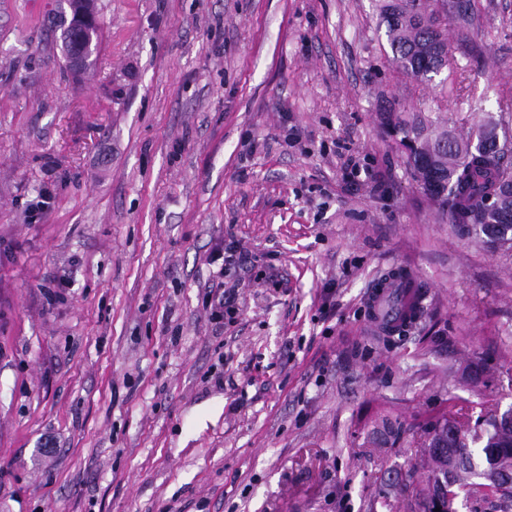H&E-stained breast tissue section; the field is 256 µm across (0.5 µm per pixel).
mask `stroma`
<instances>
[{"mask_svg":"<svg viewBox=\"0 0 512 512\" xmlns=\"http://www.w3.org/2000/svg\"><path fill=\"white\" fill-rule=\"evenodd\" d=\"M94 2L78 76L57 0H0V512H407L424 423L512 406V252L438 220L379 115L512 129V0L429 83L374 0ZM229 239L252 269L209 265ZM396 271L426 297L389 334ZM378 289L375 290L371 297V308H372V318L382 324L386 320L394 319V318H402L405 317L403 320L396 321L394 323H403L410 321L411 318L408 316L410 314V292L406 289H399L396 288H407V289H415V297H414V303L418 304V310L419 313L422 309V301L423 297L425 295V291H423V288L421 285H415V288H408V284L404 282H384L381 285L377 287ZM398 294L399 299L401 301L398 303V305H387L385 302V299L389 294Z\"/></svg>","mask_w":512,"mask_h":512,"instance_id":"stroma-1","label":"stroma"}]
</instances>
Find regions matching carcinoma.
<instances>
[{
  "mask_svg": "<svg viewBox=\"0 0 512 512\" xmlns=\"http://www.w3.org/2000/svg\"><path fill=\"white\" fill-rule=\"evenodd\" d=\"M71 18L61 32L65 58L80 57L87 38L98 37L78 20L80 11L94 13L91 0H66ZM380 23L392 54V61L410 78L431 75L448 67V32L444 11L431 8L426 0H377ZM389 136L403 150L412 175H421V189L437 206L445 223L457 232L471 228H492L507 237L512 249V148L508 151H474L475 143L499 137L501 121L489 116L477 129L463 135L448 126V119L426 112L395 110L381 113ZM495 197L497 207L489 210L485 201ZM491 368L482 357L466 369L465 379L478 386L487 382ZM429 434L441 432L448 443L441 457L427 455V474L413 487L410 512H435L431 476H448V499L443 512H458L459 494L485 500L487 480L497 476L500 483L512 481V418L492 411L483 416L480 430L466 434L449 420L436 418L427 423Z\"/></svg>",
  "mask_w": 512,
  "mask_h": 512,
  "instance_id": "1",
  "label": "carcinoma"
}]
</instances>
